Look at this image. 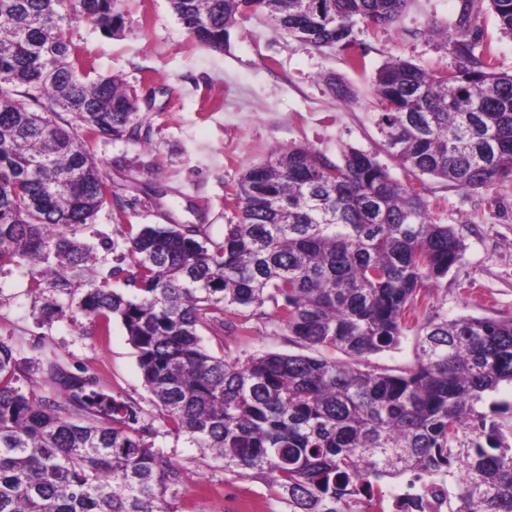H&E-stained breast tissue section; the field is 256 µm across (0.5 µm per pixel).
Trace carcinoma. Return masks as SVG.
<instances>
[{
    "instance_id": "1",
    "label": "carcinoma",
    "mask_w": 512,
    "mask_h": 512,
    "mask_svg": "<svg viewBox=\"0 0 512 512\" xmlns=\"http://www.w3.org/2000/svg\"><path fill=\"white\" fill-rule=\"evenodd\" d=\"M117 2L0 0V272L28 267L31 292L52 289L60 312L82 288L83 315L119 321L160 424L55 359L46 394L23 390L0 338V512H178L183 473L160 435L226 474L263 478L288 512H372L409 475L455 464L450 512H512L498 404L477 410L512 385V320L436 308L419 324L414 367L399 375L308 354L229 362L203 343L201 328L229 313V332L267 315L301 345L354 358L400 346L409 315L466 245L375 156L279 149L238 178L222 241L203 224L127 223L109 245H123L119 262L105 275L93 268L77 229L107 206L125 213L116 191H102L98 146L144 147L153 126L121 78L79 75L85 63L59 25L67 15L113 32ZM407 2L170 0L203 48L224 51L237 16L260 9L305 48L348 52L354 69L360 26L392 23ZM481 2L463 0L448 38L455 69L391 57L372 81L386 151L465 190L512 181V72L480 48ZM489 3L512 37V0ZM138 164L144 196H164L153 162Z\"/></svg>"
}]
</instances>
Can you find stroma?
<instances>
[{
    "label": "stroma",
    "mask_w": 512,
    "mask_h": 512,
    "mask_svg": "<svg viewBox=\"0 0 512 512\" xmlns=\"http://www.w3.org/2000/svg\"><path fill=\"white\" fill-rule=\"evenodd\" d=\"M460 6L461 0H412L393 25L362 29L357 38L363 64L354 69L347 52L303 48L262 13L239 15L224 51L214 52L195 43L169 0H119L124 23L118 34L85 21L69 23L68 34L95 75L121 76L140 96L153 97L147 111L154 133L144 148L119 141L101 145L98 160L130 206L132 223L164 224L173 217L207 225L210 238L219 241L231 216L227 192L271 152L305 144L334 160L346 146L375 155L394 177L421 191L436 221L454 225L467 246L463 260L432 287L431 305L452 318L512 319V183L462 190L411 174L386 152L374 122L372 80L388 58L433 73L455 68L442 32L455 28ZM431 24L437 33L428 32ZM331 76L353 89L354 101L336 97L327 83ZM141 153L153 157L169 190L163 207L148 202L129 170ZM79 236L93 246L98 271L115 265V253L101 246L119 237L110 208ZM51 302V292L31 293L24 270L0 273V338L16 349L22 387L44 394L51 357L72 373L95 376L105 392L136 399L144 420H157L120 322L111 321L103 334L96 320L78 311L49 313ZM201 335L211 353L230 361L258 351H301L267 318L234 333L217 321ZM156 443L183 471L180 512H236L242 498L251 499L257 512H287L263 480L226 475L196 449L174 447L172 438L160 436Z\"/></svg>",
    "instance_id": "1"
}]
</instances>
